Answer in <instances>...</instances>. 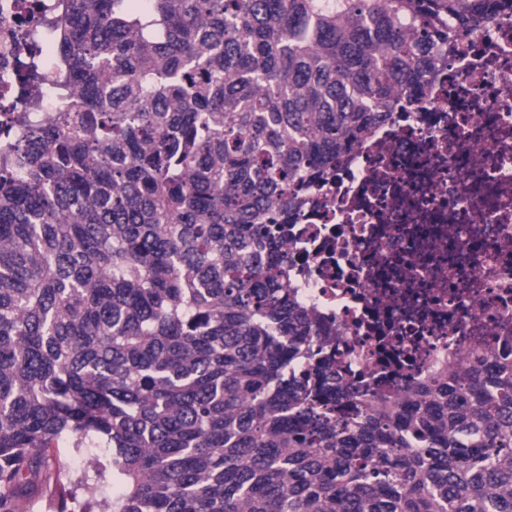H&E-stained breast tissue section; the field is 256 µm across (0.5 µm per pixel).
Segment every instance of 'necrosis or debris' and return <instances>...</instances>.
I'll return each instance as SVG.
<instances>
[{
	"label": "necrosis or debris",
	"instance_id": "1",
	"mask_svg": "<svg viewBox=\"0 0 512 512\" xmlns=\"http://www.w3.org/2000/svg\"><path fill=\"white\" fill-rule=\"evenodd\" d=\"M60 0H0V101L74 108L50 50ZM43 50L30 111L17 46ZM288 285L338 391L378 399L512 332V11L439 56L431 92L351 152L287 239Z\"/></svg>",
	"mask_w": 512,
	"mask_h": 512
}]
</instances>
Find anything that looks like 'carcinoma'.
<instances>
[{
    "label": "carcinoma",
    "instance_id": "obj_1",
    "mask_svg": "<svg viewBox=\"0 0 512 512\" xmlns=\"http://www.w3.org/2000/svg\"><path fill=\"white\" fill-rule=\"evenodd\" d=\"M507 9L63 0L76 111L0 122V512H512V337L338 415L284 248Z\"/></svg>",
    "mask_w": 512,
    "mask_h": 512
}]
</instances>
